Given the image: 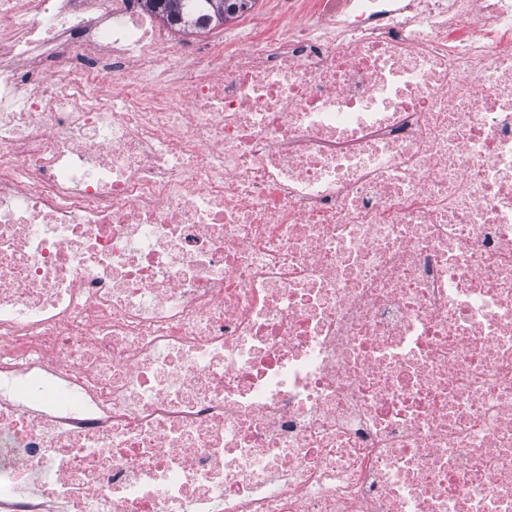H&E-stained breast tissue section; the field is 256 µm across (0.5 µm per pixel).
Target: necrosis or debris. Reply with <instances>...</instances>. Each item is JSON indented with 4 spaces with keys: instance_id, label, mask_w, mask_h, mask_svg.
<instances>
[{
    "instance_id": "obj_1",
    "label": "necrosis or debris",
    "mask_w": 512,
    "mask_h": 512,
    "mask_svg": "<svg viewBox=\"0 0 512 512\" xmlns=\"http://www.w3.org/2000/svg\"><path fill=\"white\" fill-rule=\"evenodd\" d=\"M288 11L0 0V512H512V0ZM201 1L207 0H145L144 2L151 11H157L159 8L166 15L167 20L172 24L181 27H194L198 30H205L214 22H224V17L232 16L241 10L254 4L251 9L259 15H272L280 12V16L288 23H295L297 18L288 14L283 2L288 0H219L224 1V14L217 16L211 12ZM226 2H231L226 5ZM240 2V8L232 11L231 9ZM214 21V22H213Z\"/></svg>"
}]
</instances>
